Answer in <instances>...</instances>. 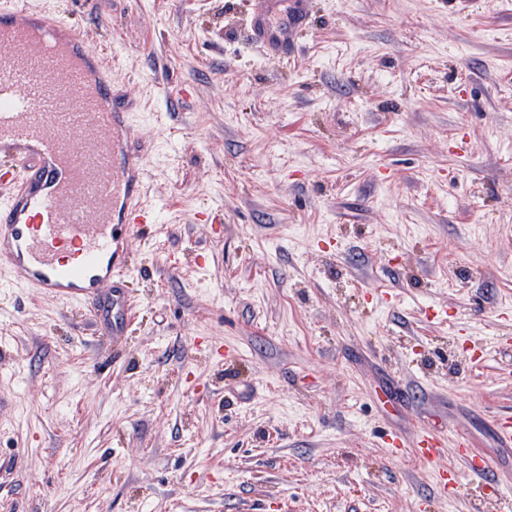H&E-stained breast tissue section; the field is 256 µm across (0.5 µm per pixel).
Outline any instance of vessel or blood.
<instances>
[{"mask_svg": "<svg viewBox=\"0 0 512 512\" xmlns=\"http://www.w3.org/2000/svg\"><path fill=\"white\" fill-rule=\"evenodd\" d=\"M288 0H251L247 37L282 59L305 24L282 16ZM134 110L112 82L103 52L72 22L0 0V267L38 294L93 310L113 339L131 324L133 270L125 240L156 221L143 201L149 174L133 147ZM80 149H73L72 139ZM441 435L414 448L436 462Z\"/></svg>", "mask_w": 512, "mask_h": 512, "instance_id": "1", "label": "vessel or blood"}]
</instances>
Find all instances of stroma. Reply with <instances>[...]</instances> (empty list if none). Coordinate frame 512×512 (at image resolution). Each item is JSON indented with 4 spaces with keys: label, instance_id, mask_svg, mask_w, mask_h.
Returning <instances> with one entry per match:
<instances>
[{
    "label": "stroma",
    "instance_id": "obj_1",
    "mask_svg": "<svg viewBox=\"0 0 512 512\" xmlns=\"http://www.w3.org/2000/svg\"><path fill=\"white\" fill-rule=\"evenodd\" d=\"M308 2L279 60L249 0H32L111 56L158 221L119 341L0 277V512H512V0ZM444 443L441 435L426 429L420 432L413 452L421 461L435 463L441 454Z\"/></svg>",
    "mask_w": 512,
    "mask_h": 512
}]
</instances>
